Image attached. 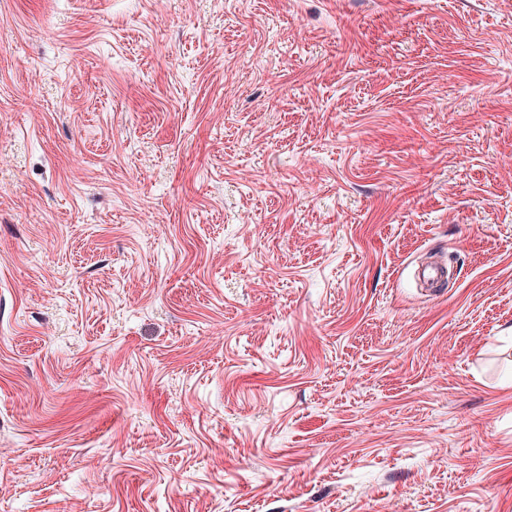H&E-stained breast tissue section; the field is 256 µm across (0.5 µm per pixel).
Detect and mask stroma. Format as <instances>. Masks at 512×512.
<instances>
[{"label":"stroma","instance_id":"stroma-1","mask_svg":"<svg viewBox=\"0 0 512 512\" xmlns=\"http://www.w3.org/2000/svg\"><path fill=\"white\" fill-rule=\"evenodd\" d=\"M0 512H512V0H0Z\"/></svg>","mask_w":512,"mask_h":512}]
</instances>
